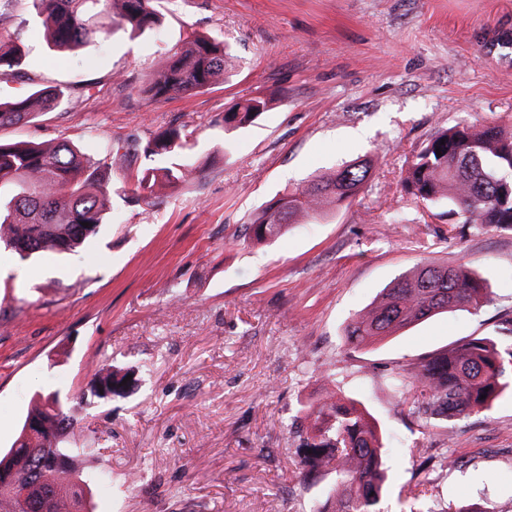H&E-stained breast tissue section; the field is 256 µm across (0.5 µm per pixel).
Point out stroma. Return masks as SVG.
Listing matches in <instances>:
<instances>
[{"label":"stroma","instance_id":"1","mask_svg":"<svg viewBox=\"0 0 512 512\" xmlns=\"http://www.w3.org/2000/svg\"><path fill=\"white\" fill-rule=\"evenodd\" d=\"M161 11L154 31L118 29L73 53L48 49L24 0L0 12V40L27 51L0 98L65 89L57 109L0 141L122 153L86 248L24 260L0 247V451L35 401L86 392L99 364L132 366L137 385L88 406L75 438L84 473L106 478L93 512H312L331 478L295 470L302 408L338 388L381 425L385 512H512V397L442 429L387 385L512 317V230L456 235L400 185L438 130L512 132V0H163ZM191 30L230 44L236 70L195 95H138ZM259 95L273 106L254 125H218ZM171 126L202 176L155 206L134 202L151 164L141 144ZM362 156L371 177L353 204L263 245L244 238L277 194ZM447 261L472 263L490 303L371 349L347 345L348 323L391 281Z\"/></svg>","mask_w":512,"mask_h":512}]
</instances>
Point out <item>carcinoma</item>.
<instances>
[{
	"label": "carcinoma",
	"instance_id": "carcinoma-1",
	"mask_svg": "<svg viewBox=\"0 0 512 512\" xmlns=\"http://www.w3.org/2000/svg\"><path fill=\"white\" fill-rule=\"evenodd\" d=\"M41 21L49 47L75 51L120 28L140 35L162 23L161 0H27ZM17 45L0 42V78L15 75L22 64ZM232 54L211 37L191 33L164 67L150 74L138 92L153 101L207 90L231 65ZM59 86L35 89L0 101V128L27 122L57 108ZM270 100L250 98L224 111L218 122L232 131L252 125ZM181 130L167 128L142 145L149 158H168L137 178V201L152 206L156 187L177 190L199 170L184 159ZM108 164L95 162L67 141L55 144L0 142V245L20 258L70 253L82 248L104 222L112 184ZM371 175L368 158L350 161L282 193L259 209L246 230L254 244L282 234L292 224L350 205ZM405 194L432 207L448 206L438 216L465 225L512 229V134L495 123H459L435 133L407 163L401 179ZM88 226H83V223ZM487 300L485 280L463 262L419 264L399 277L346 326L348 345L372 346L437 314ZM501 335L476 336L413 367L398 372L393 386L413 395L417 414L435 424L491 409L512 393V318ZM130 371L98 366L87 392L72 404L59 397L36 402L26 419L40 427H22L13 447L0 454V512H13L15 486L28 488L27 512H90L92 481L83 475L82 448L68 440L80 428L91 400H107L123 391ZM103 384L108 394L99 392ZM311 431L294 466L313 480L335 475L324 503L314 512H383L387 480L378 421L365 405L339 390L326 392L306 410Z\"/></svg>",
	"mask_w": 512,
	"mask_h": 512
}]
</instances>
